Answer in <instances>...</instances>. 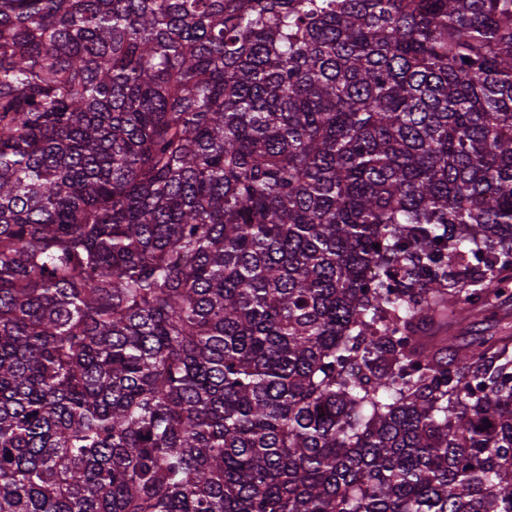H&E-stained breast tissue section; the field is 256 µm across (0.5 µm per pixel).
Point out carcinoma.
Wrapping results in <instances>:
<instances>
[{"instance_id":"carcinoma-1","label":"carcinoma","mask_w":512,"mask_h":512,"mask_svg":"<svg viewBox=\"0 0 512 512\" xmlns=\"http://www.w3.org/2000/svg\"><path fill=\"white\" fill-rule=\"evenodd\" d=\"M505 281L512 0H0V512H512ZM496 315L491 318L488 313H480L476 315L472 320L471 330L473 332L480 331H499L504 330L508 327L512 333V301L503 305H500L495 310ZM511 328V329H510Z\"/></svg>"}]
</instances>
